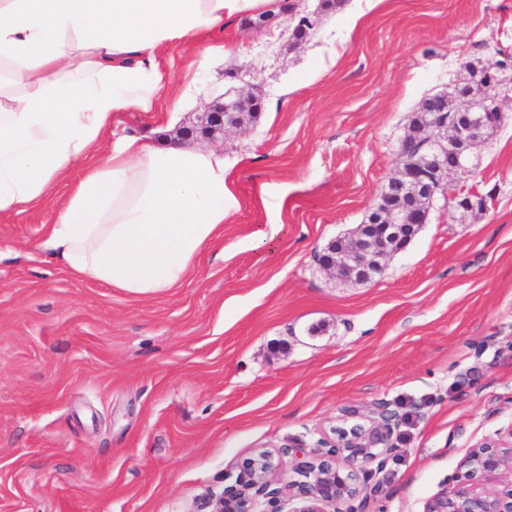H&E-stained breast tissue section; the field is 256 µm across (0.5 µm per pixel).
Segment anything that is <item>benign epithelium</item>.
I'll list each match as a JSON object with an SVG mask.
<instances>
[{
  "mask_svg": "<svg viewBox=\"0 0 512 512\" xmlns=\"http://www.w3.org/2000/svg\"><path fill=\"white\" fill-rule=\"evenodd\" d=\"M494 80L486 87L459 83L452 95L457 97L459 112L453 135L444 131L445 124L432 120L422 132L427 148L409 166L399 153L397 172L383 188L404 193L408 204L381 213L372 223L358 225L345 235L339 249L326 247L319 255V265L332 277L359 284L368 283L384 269L386 261L398 253L408 233L427 222L429 213L441 196L457 198L465 193L451 182V175L470 167L474 151L486 142L489 119L503 117L504 99L512 93V70L491 65ZM261 107L259 99L240 90L211 101L198 125L183 126L177 137L184 141L194 136L216 140L224 133L245 126L244 112ZM397 414L385 405L345 427L335 429L336 444L324 454L297 462V479L292 481L294 506L291 512H343L340 505L360 500L358 512H368L369 503L381 492L360 480L372 469L383 467L380 456L394 448L392 442ZM464 481L444 488L425 505L423 512H512V488L495 493L476 489L482 478L507 471L512 474V450L495 442L477 446L465 459ZM277 465L273 453L261 451L248 459L243 475L236 484L215 498V512H257L258 498L274 499L270 477Z\"/></svg>",
  "mask_w": 512,
  "mask_h": 512,
  "instance_id": "benign-epithelium-1",
  "label": "benign epithelium"
}]
</instances>
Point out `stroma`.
<instances>
[{
    "label": "stroma",
    "mask_w": 512,
    "mask_h": 512,
    "mask_svg": "<svg viewBox=\"0 0 512 512\" xmlns=\"http://www.w3.org/2000/svg\"><path fill=\"white\" fill-rule=\"evenodd\" d=\"M301 3L316 18L304 42L285 10L264 28L234 21L203 96L112 124L160 141L228 88L261 99L215 143L240 202L224 254L173 294L133 298L35 252L80 171L0 213V512H211L260 449L279 498L259 508L288 512L287 446L320 454L350 411L383 403L399 424L369 512H423L473 448L512 440V100L475 167L451 177L486 211L436 202L368 284L318 263L375 205L422 100L463 62L512 51V0ZM276 206L279 234L251 248Z\"/></svg>",
    "instance_id": "stroma-1"
}]
</instances>
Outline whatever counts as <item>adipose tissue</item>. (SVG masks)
<instances>
[{"mask_svg":"<svg viewBox=\"0 0 512 512\" xmlns=\"http://www.w3.org/2000/svg\"><path fill=\"white\" fill-rule=\"evenodd\" d=\"M278 0H0V212L83 177L37 250L78 280L135 298L180 287L223 249L240 204L223 152L148 135L106 136L122 112L179 110L224 53L228 20ZM198 48L175 94L162 96L157 56Z\"/></svg>","mask_w":512,"mask_h":512,"instance_id":"1","label":"adipose tissue"}]
</instances>
